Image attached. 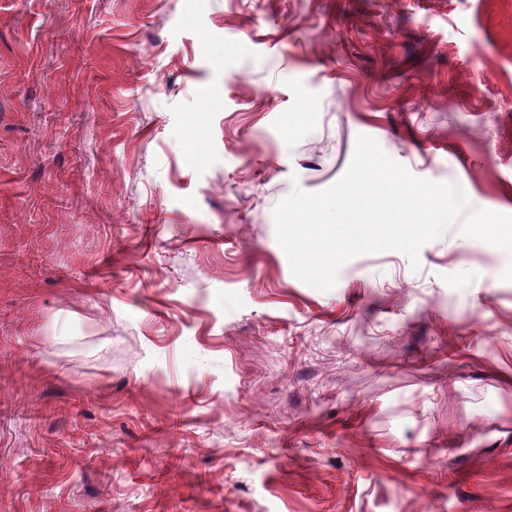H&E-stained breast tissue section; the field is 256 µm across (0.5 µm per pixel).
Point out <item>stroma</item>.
<instances>
[{
    "label": "stroma",
    "instance_id": "obj_1",
    "mask_svg": "<svg viewBox=\"0 0 512 512\" xmlns=\"http://www.w3.org/2000/svg\"><path fill=\"white\" fill-rule=\"evenodd\" d=\"M458 223L291 272L358 136ZM512 0H0V512H512Z\"/></svg>",
    "mask_w": 512,
    "mask_h": 512
}]
</instances>
